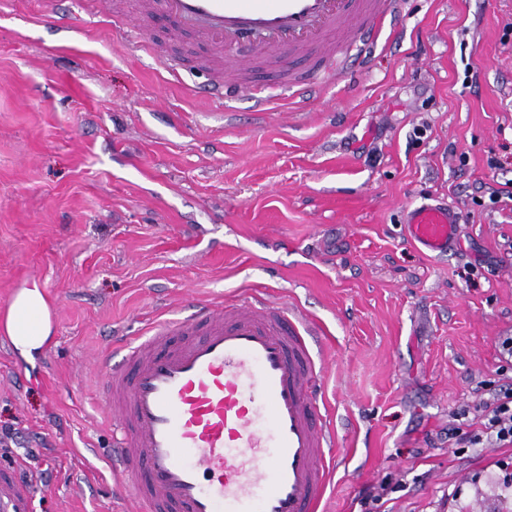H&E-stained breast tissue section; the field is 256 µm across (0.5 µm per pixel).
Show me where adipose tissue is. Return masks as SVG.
<instances>
[{
	"label": "adipose tissue",
	"mask_w": 512,
	"mask_h": 512,
	"mask_svg": "<svg viewBox=\"0 0 512 512\" xmlns=\"http://www.w3.org/2000/svg\"><path fill=\"white\" fill-rule=\"evenodd\" d=\"M0 327L23 358H33L45 346L52 331L51 309L39 284L18 290Z\"/></svg>",
	"instance_id": "ef3b65f1"
}]
</instances>
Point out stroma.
<instances>
[{
    "label": "stroma",
    "mask_w": 512,
    "mask_h": 512,
    "mask_svg": "<svg viewBox=\"0 0 512 512\" xmlns=\"http://www.w3.org/2000/svg\"><path fill=\"white\" fill-rule=\"evenodd\" d=\"M142 0L133 31L184 60L181 80L125 52L78 0H0V310L38 282L52 340L29 362L0 333V450L36 512H126L93 449L111 431L92 366L200 299L296 305L324 337L322 394L338 445L323 512H506L512 446L457 453L448 424L494 377L512 335V211L488 195L512 171V0H405L352 79L303 109L192 94L209 48ZM453 207L444 254L405 214Z\"/></svg>",
    "instance_id": "35a3bbf8"
}]
</instances>
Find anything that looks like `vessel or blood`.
<instances>
[{
    "label": "vessel or blood",
    "mask_w": 512,
    "mask_h": 512,
    "mask_svg": "<svg viewBox=\"0 0 512 512\" xmlns=\"http://www.w3.org/2000/svg\"><path fill=\"white\" fill-rule=\"evenodd\" d=\"M129 53L178 66L149 37H125L119 0H96ZM404 0H146L177 29H191L227 56L199 95L242 97L266 107L304 106L308 90L374 57ZM304 60V71L292 64ZM408 238L448 251L456 218L445 207L413 210ZM192 312L164 318L137 342L98 359L99 397L112 425L103 449L112 477L138 512H320L327 453L336 432L321 395L324 372L302 311L254 296L190 297ZM36 491L0 461V512H35Z\"/></svg>",
    "instance_id": "b4317fda"
}]
</instances>
